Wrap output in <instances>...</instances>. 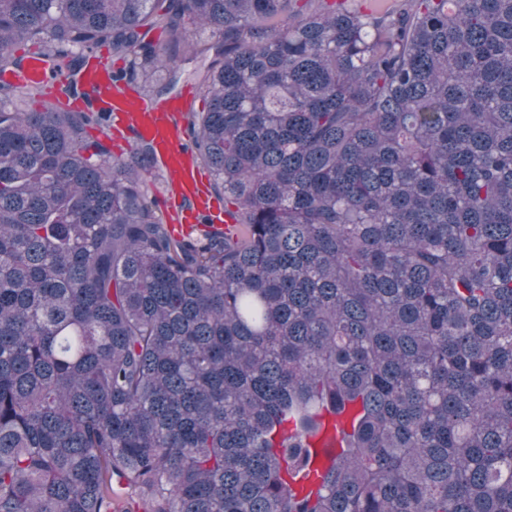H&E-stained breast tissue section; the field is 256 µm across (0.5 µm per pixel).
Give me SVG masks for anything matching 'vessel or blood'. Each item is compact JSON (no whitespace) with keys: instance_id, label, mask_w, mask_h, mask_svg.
Masks as SVG:
<instances>
[{"instance_id":"1","label":"vessel or blood","mask_w":512,"mask_h":512,"mask_svg":"<svg viewBox=\"0 0 512 512\" xmlns=\"http://www.w3.org/2000/svg\"><path fill=\"white\" fill-rule=\"evenodd\" d=\"M0 78L24 89L49 87L61 100L70 98L68 76L58 58L50 53L29 56L20 69L2 72ZM81 80L87 89L100 96L108 112L132 127L134 136L153 142L157 163L168 178V192L177 203L172 215L178 229L187 233L193 225L215 221L218 211L205 190L207 178L194 165L189 152L181 148L185 115L193 109L194 92L185 90L166 101L154 103L123 87L113 80L111 71L99 65L83 70ZM309 446L311 465L320 469L329 467L341 448L330 430L310 437Z\"/></svg>"}]
</instances>
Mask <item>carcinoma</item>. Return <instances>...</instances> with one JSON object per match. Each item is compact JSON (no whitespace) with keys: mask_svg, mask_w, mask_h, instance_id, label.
<instances>
[{"mask_svg":"<svg viewBox=\"0 0 512 512\" xmlns=\"http://www.w3.org/2000/svg\"><path fill=\"white\" fill-rule=\"evenodd\" d=\"M183 45L235 236L175 237L92 94L0 80V512H512V0H0V72ZM312 451L311 467L324 469L329 467L340 452L341 445L333 431H326V426L308 439Z\"/></svg>","mask_w":512,"mask_h":512,"instance_id":"1","label":"carcinoma"}]
</instances>
